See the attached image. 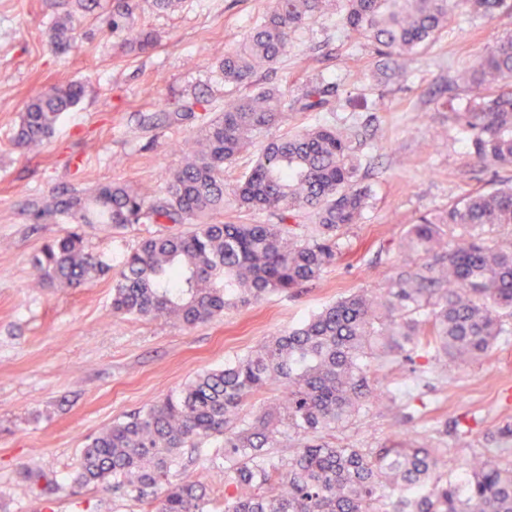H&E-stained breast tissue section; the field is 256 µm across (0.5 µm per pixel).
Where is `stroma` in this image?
Listing matches in <instances>:
<instances>
[{
  "instance_id": "35a3bbf8",
  "label": "stroma",
  "mask_w": 512,
  "mask_h": 512,
  "mask_svg": "<svg viewBox=\"0 0 512 512\" xmlns=\"http://www.w3.org/2000/svg\"><path fill=\"white\" fill-rule=\"evenodd\" d=\"M270 5L180 0L176 9L161 10L140 0L134 27L155 33L158 42L129 52L107 26L112 0H0V512H44L47 503L53 512H146L125 490L73 482L89 437L340 298L383 290L405 262L401 238L421 213L512 178V167L474 159L454 113L442 109L446 97L465 96L454 83L458 72L512 34V10L482 16L459 0L448 29L392 83L379 74L373 46L349 33L341 0H333L292 35L277 64L255 77L258 86L291 99L316 80L338 91L330 105L292 113L286 125L258 134L257 143L317 126L355 135L371 203L364 222L344 232L340 258L318 281L297 294L275 291L248 307L226 308L191 329L165 317H114L108 278L73 289L34 287L35 257L72 223H33L27 202L113 180L151 199L163 196L185 144L225 101L246 94L245 86L225 83L220 65ZM63 22L70 31L61 44L55 33ZM70 82L85 84L86 95L63 114L50 141L36 151L16 149L13 136L30 97ZM190 100L192 118L148 123V115ZM177 230L81 227L86 247L113 266L144 238ZM375 375V397L336 430L335 444L382 448L412 439L449 448L460 466L512 424V338L462 372L433 369L418 378L407 364L388 362ZM454 419L467 432H447ZM31 467L54 478V486L30 481ZM169 479L205 486L206 512H224L229 477L221 442L183 449Z\"/></svg>"
}]
</instances>
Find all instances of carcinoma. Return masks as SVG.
Listing matches in <instances>:
<instances>
[{
	"label": "carcinoma",
	"instance_id": "1",
	"mask_svg": "<svg viewBox=\"0 0 512 512\" xmlns=\"http://www.w3.org/2000/svg\"><path fill=\"white\" fill-rule=\"evenodd\" d=\"M329 0H274L263 21L224 55V82L252 83L255 74L286 53L291 34L315 21ZM491 15L508 0H466ZM136 0H113L112 34L146 51L155 37L133 27ZM451 0H345L344 22L379 54L405 61L448 28ZM468 94L458 118L471 153L487 166H512V37L490 48L474 68L456 76ZM85 94L68 83L31 97L14 138L36 148L54 134L61 116ZM333 88L308 84L288 104L273 90L224 103L202 127L182 165L166 180L163 197L148 200L124 183L90 190L53 191L31 201L29 216L47 224L65 215L74 224H190L191 230L151 237L120 261L113 279L116 317L172 318L187 328L244 307L270 291L317 281L337 261L340 232L364 219L369 189L357 180L353 135L319 126L272 139L232 193L248 210H274L278 224H217L224 206V168L250 148L256 133L288 120L290 112L327 105ZM300 211L313 219L302 240L285 223ZM512 226V179L473 191L447 207L421 215L402 237L415 256L383 293H352L301 326L279 333L247 356L206 371L179 393L146 405L92 437L74 482L112 484L148 501V512H204L206 489L169 482L183 448L223 441L235 493L224 512H512V461L484 452L457 474L447 448L410 441L399 448L336 446L325 433L358 414L372 395L371 363L400 357L418 371L424 354L436 369H462L490 355L512 334V242L482 232ZM111 266L71 231L35 258L40 288H79ZM274 386L285 394L245 418L239 407ZM291 432L299 448L277 455Z\"/></svg>",
	"mask_w": 512,
	"mask_h": 512
}]
</instances>
